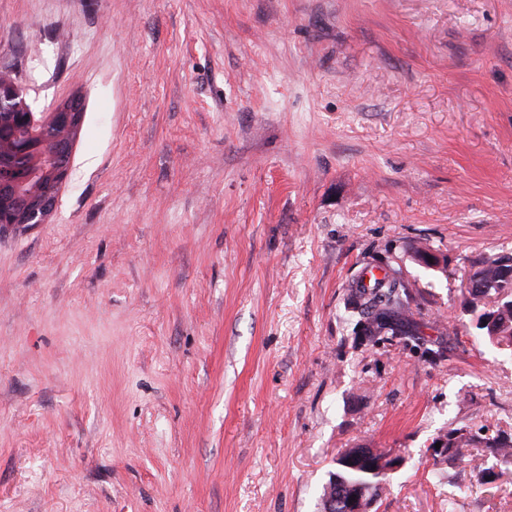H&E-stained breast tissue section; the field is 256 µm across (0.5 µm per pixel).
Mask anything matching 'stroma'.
<instances>
[{
	"mask_svg": "<svg viewBox=\"0 0 512 512\" xmlns=\"http://www.w3.org/2000/svg\"><path fill=\"white\" fill-rule=\"evenodd\" d=\"M1 69L85 122L0 224V512H318L347 448L404 459L377 512H512V457L431 450L512 434L465 288L512 254V0H0ZM378 267L444 360L357 341ZM84 122L77 99L58 105L39 125L51 131L49 163L45 179L31 191L17 189L14 169L3 163L16 152L14 138L0 128V224H43L55 207L60 188L68 176V162ZM446 438V446L443 448L441 454L448 455H459L461 454V448L466 447H479V445L484 444L487 448H499L503 455H511L512 456V435H498L487 437L480 430L477 432H463L461 429H456L443 437ZM444 456V455H441Z\"/></svg>",
	"mask_w": 512,
	"mask_h": 512,
	"instance_id": "35a3bbf8",
	"label": "stroma"
}]
</instances>
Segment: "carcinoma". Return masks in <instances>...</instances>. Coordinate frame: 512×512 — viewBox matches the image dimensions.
I'll use <instances>...</instances> for the list:
<instances>
[{
  "mask_svg": "<svg viewBox=\"0 0 512 512\" xmlns=\"http://www.w3.org/2000/svg\"><path fill=\"white\" fill-rule=\"evenodd\" d=\"M13 117L9 112H0V123L15 136V144L21 150L34 146V140L29 136L28 130L23 126L11 124ZM479 284L472 293L469 301L470 307H475L478 301L483 306L500 309L499 324L501 335L492 336L480 326H475L477 336L488 340L498 346L505 345L512 351V306L501 310L504 302L499 300V294L504 289H512V281L504 278L493 257H486L478 263ZM410 294L402 281L388 273L371 285L358 280L351 285L346 297L345 307L349 313L352 330L357 339L376 343L383 339L402 337L414 341L418 345L424 344L417 332L412 312L409 307ZM446 446L442 453L450 455L461 454L466 447H479L483 444L488 448H497L501 453L512 456V435H498L488 437L480 431L465 432L456 429L444 435ZM336 473L341 482L326 483L321 491L322 512H344L342 503L355 493L362 485L375 482L386 477H377L359 469L336 467Z\"/></svg>",
  "mask_w": 512,
  "mask_h": 512,
  "instance_id": "obj_1",
  "label": "carcinoma"
}]
</instances>
